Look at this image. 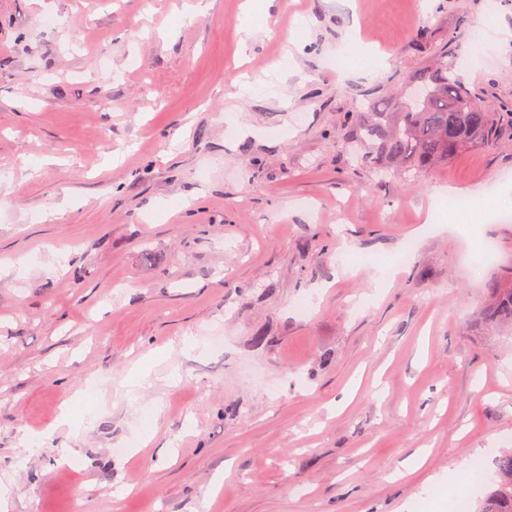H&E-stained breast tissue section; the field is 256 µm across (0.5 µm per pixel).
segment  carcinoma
Masks as SVG:
<instances>
[{"label":"carcinoma","instance_id":"1","mask_svg":"<svg viewBox=\"0 0 512 512\" xmlns=\"http://www.w3.org/2000/svg\"><path fill=\"white\" fill-rule=\"evenodd\" d=\"M446 57L444 50L413 78L414 95L405 102L356 114L357 137L368 147L360 163L409 179L491 139L495 113L460 81ZM489 293L487 318L512 324V286L495 280ZM496 475L483 512H512V453L497 459Z\"/></svg>","mask_w":512,"mask_h":512}]
</instances>
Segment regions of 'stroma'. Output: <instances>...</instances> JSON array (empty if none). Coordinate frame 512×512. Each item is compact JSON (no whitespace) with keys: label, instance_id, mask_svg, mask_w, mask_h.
Returning a JSON list of instances; mask_svg holds the SVG:
<instances>
[{"label":"stroma","instance_id":"stroma-1","mask_svg":"<svg viewBox=\"0 0 512 512\" xmlns=\"http://www.w3.org/2000/svg\"><path fill=\"white\" fill-rule=\"evenodd\" d=\"M183 2L0 0V512H444L512 453V219L425 218L512 181V123L408 181L349 119L440 48L512 107V0ZM490 302L486 316L491 321L512 324V286L503 288L502 281L495 280L489 285ZM153 384L152 366L146 364L145 358L136 362L126 377V392L129 396L135 397L141 390L151 387ZM484 476V465L481 461L476 462L471 471L467 474L463 486L448 489V512H469V487L481 482Z\"/></svg>","mask_w":512,"mask_h":512}]
</instances>
